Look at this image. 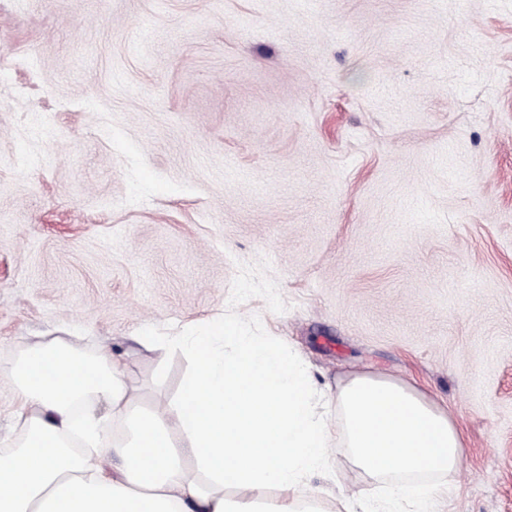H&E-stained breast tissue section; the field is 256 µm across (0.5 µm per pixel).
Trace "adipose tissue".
Instances as JSON below:
<instances>
[{
	"mask_svg": "<svg viewBox=\"0 0 512 512\" xmlns=\"http://www.w3.org/2000/svg\"><path fill=\"white\" fill-rule=\"evenodd\" d=\"M178 344L194 359L165 407L131 406L111 351L86 355L54 337L0 363L25 436L0 453V512H324L309 490L334 460L308 365L235 319L209 321ZM95 399L102 411L75 415ZM342 446L379 488L345 512H433L464 455L447 407L371 373L336 388ZM121 418L122 438L108 421Z\"/></svg>",
	"mask_w": 512,
	"mask_h": 512,
	"instance_id": "adipose-tissue-1",
	"label": "adipose tissue"
}]
</instances>
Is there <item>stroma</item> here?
<instances>
[{
    "instance_id": "stroma-1",
    "label": "stroma",
    "mask_w": 512,
    "mask_h": 512,
    "mask_svg": "<svg viewBox=\"0 0 512 512\" xmlns=\"http://www.w3.org/2000/svg\"><path fill=\"white\" fill-rule=\"evenodd\" d=\"M219 315L447 403L438 512H512V0H0V362L153 408L192 361L136 336Z\"/></svg>"
}]
</instances>
